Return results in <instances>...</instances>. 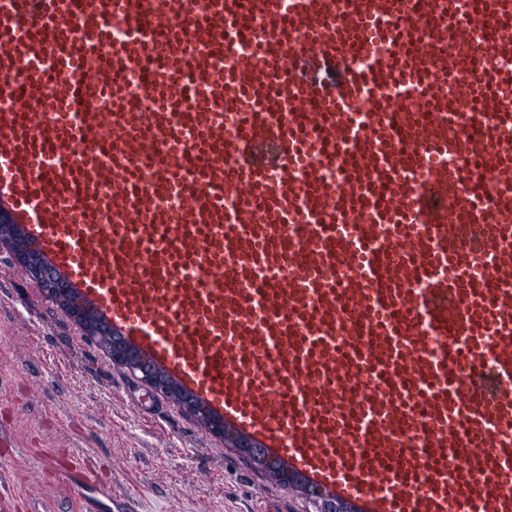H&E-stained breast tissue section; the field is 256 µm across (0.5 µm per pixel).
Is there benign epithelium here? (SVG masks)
I'll use <instances>...</instances> for the list:
<instances>
[{
  "mask_svg": "<svg viewBox=\"0 0 512 512\" xmlns=\"http://www.w3.org/2000/svg\"><path fill=\"white\" fill-rule=\"evenodd\" d=\"M32 271L38 278L52 287V290L48 291L51 300L59 304L70 317L75 319L76 323L85 324L91 332L89 339L109 354L112 360L123 365L154 392L175 400L183 410L193 415L197 420L210 419L209 431L219 439L231 441L255 465L267 471H277V468L273 465V460L265 456L262 449L254 446L248 440L230 433L225 428L223 420L210 418L207 408L199 400L178 388L151 360L123 343L109 341L108 329L103 327L92 313V310L85 305L79 296L58 285L54 271L50 267L35 264L32 266Z\"/></svg>",
  "mask_w": 512,
  "mask_h": 512,
  "instance_id": "7a95c632",
  "label": "benign epithelium"
}]
</instances>
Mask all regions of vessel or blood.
Returning <instances> with one entry per match:
<instances>
[{
	"label": "vessel or blood",
	"mask_w": 512,
	"mask_h": 512,
	"mask_svg": "<svg viewBox=\"0 0 512 512\" xmlns=\"http://www.w3.org/2000/svg\"><path fill=\"white\" fill-rule=\"evenodd\" d=\"M404 4L252 0L288 62L242 63L223 80L212 73L240 34V0H208L201 14L193 0H0V211L116 334L306 488L357 512H512V226L484 232L469 177L489 169L498 212H512V106L500 93L512 70L487 75L496 150L449 136V86L434 117L399 112L367 132L356 98L378 86L412 98L402 67L461 66L458 48L476 40L467 25L408 40ZM368 19L398 21L403 56L359 72L348 61L367 51L356 29ZM113 20L142 47L165 33L162 67L193 46L175 112L155 111L124 54L102 50ZM300 29L323 48L293 47ZM56 80L60 99L47 90ZM106 89L140 101V122L85 109ZM64 98L83 112L60 113ZM302 102L307 127L332 130L325 149L349 156L351 175H375L361 198L311 169L297 183L303 134L282 116ZM421 134L435 163L402 149ZM173 142L196 155L179 172L161 151ZM230 182L240 188L228 199ZM186 183L195 193L178 216ZM295 220L302 268L288 248ZM473 256L493 288L486 332ZM355 264L354 288L312 276Z\"/></svg>",
	"instance_id": "obj_1"
}]
</instances>
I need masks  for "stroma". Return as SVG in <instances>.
<instances>
[{"instance_id": "obj_1", "label": "stroma", "mask_w": 512, "mask_h": 512, "mask_svg": "<svg viewBox=\"0 0 512 512\" xmlns=\"http://www.w3.org/2000/svg\"><path fill=\"white\" fill-rule=\"evenodd\" d=\"M60 448L93 485L63 477ZM0 473L15 499L0 512H316L230 442L155 393L88 341L0 245Z\"/></svg>"}]
</instances>
